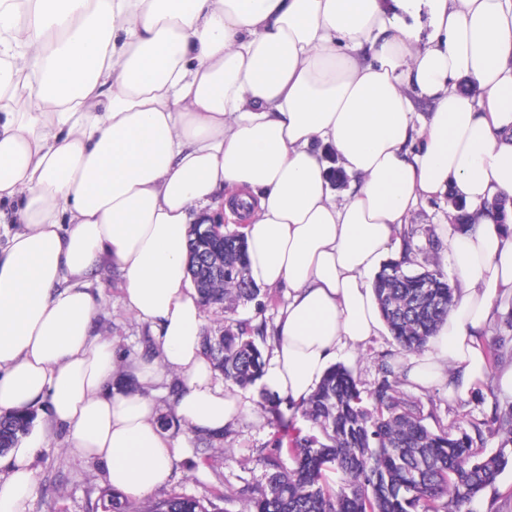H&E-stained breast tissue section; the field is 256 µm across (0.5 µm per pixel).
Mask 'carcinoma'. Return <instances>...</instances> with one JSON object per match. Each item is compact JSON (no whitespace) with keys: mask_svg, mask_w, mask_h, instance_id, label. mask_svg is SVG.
<instances>
[{"mask_svg":"<svg viewBox=\"0 0 512 512\" xmlns=\"http://www.w3.org/2000/svg\"><path fill=\"white\" fill-rule=\"evenodd\" d=\"M204 305H222L228 313L255 301L261 288L249 276L246 241L236 231L224 232V277L206 270L194 279ZM376 298L386 327L407 353L421 352L448 318L455 288L438 268L410 271L402 261L383 264L375 281ZM221 339L222 348L214 349ZM203 336V347L224 382L241 389L254 386L265 371L266 358L256 340H266L262 325L250 320L224 326L220 337ZM398 380L389 366L362 396L353 372L331 367L316 391L298 407L308 429L296 430L283 448L282 439L264 458L265 486L244 487L245 512H475L480 494L495 486L512 465V407L497 415L504 435L500 448L489 454L480 429L475 434L424 424L396 396ZM30 415L0 416V448H12L26 436ZM289 452L293 466L281 461ZM336 474L329 483L326 472ZM203 503L170 496L144 506L110 499V512H224L222 501Z\"/></svg>","mask_w":512,"mask_h":512,"instance_id":"cac0c4a2","label":"carcinoma"}]
</instances>
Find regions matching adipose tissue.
<instances>
[{
  "instance_id": "obj_1",
  "label": "adipose tissue",
  "mask_w": 512,
  "mask_h": 512,
  "mask_svg": "<svg viewBox=\"0 0 512 512\" xmlns=\"http://www.w3.org/2000/svg\"><path fill=\"white\" fill-rule=\"evenodd\" d=\"M396 2L0 0V414L46 416L0 456V512H23L54 430L113 488L162 484L180 451L158 420L165 378L191 429L248 412L203 349L188 274L191 225L222 214L252 280L288 294L262 383L299 405L337 347L376 336L373 277L406 259L418 204L462 198L478 219L447 237L458 300L403 372L459 397L488 378L480 337L512 297V231L483 209L512 199V0ZM423 3L425 34L405 20ZM107 263L155 346L133 394L113 392V345L93 333L88 281Z\"/></svg>"
}]
</instances>
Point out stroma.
<instances>
[{"label":"stroma","mask_w":512,"mask_h":512,"mask_svg":"<svg viewBox=\"0 0 512 512\" xmlns=\"http://www.w3.org/2000/svg\"><path fill=\"white\" fill-rule=\"evenodd\" d=\"M447 203L428 202L418 207L412 222L419 229L409 264L412 270L441 268L453 274V258L448 251L449 230ZM97 332L113 340L123 357H137L152 341L147 326L135 322L126 312L117 288L103 291L101 306L95 319ZM403 356L388 330H381L367 343L346 346L336 353L337 363L349 367L362 389H371L380 379L382 365L398 367ZM503 369H496L489 379L468 397H449L446 386L425 390L400 383V397L414 402L416 409L430 428L448 427L471 431L481 424L487 451L500 447L502 437L493 423L496 408L512 404V391L502 388ZM293 418L294 410L280 405L278 410L256 404L241 419L227 426L224 436L216 443L210 456L197 454L193 433L180 430L182 454L175 461L167 480L153 491L138 496V504H146L172 494L214 500L225 486L259 487L266 481L263 458L272 441V420L276 414ZM60 439L48 440L34 464V484L25 502V512H103L101 496L109 484L103 467L92 460H81L63 452Z\"/></svg>","instance_id":"stroma-1"}]
</instances>
